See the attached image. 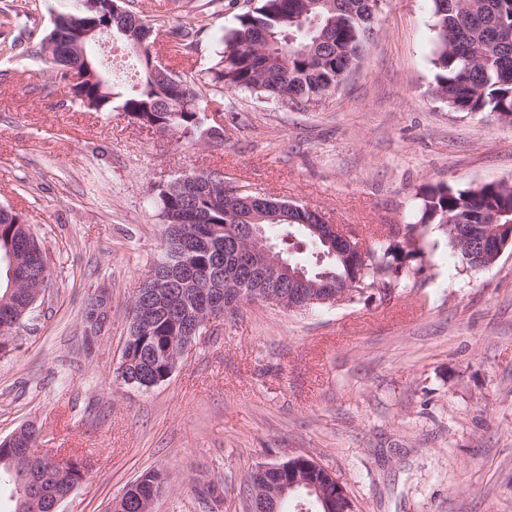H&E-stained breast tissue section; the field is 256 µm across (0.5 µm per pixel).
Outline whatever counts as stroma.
<instances>
[{
	"label": "stroma",
	"instance_id": "stroma-1",
	"mask_svg": "<svg viewBox=\"0 0 512 512\" xmlns=\"http://www.w3.org/2000/svg\"><path fill=\"white\" fill-rule=\"evenodd\" d=\"M66 0H0L26 38L0 54V207L21 213L53 270L20 348L0 358V439L25 423L41 447L89 466L60 512H110L143 473L152 512H243L258 466L308 455L358 512H512V249L468 274L424 225V270L388 303L286 312L241 306L159 385L116 369L134 296L163 252L157 193L184 174L321 212L363 237L418 218L423 186L512 181V126L435 96L431 0H387L367 52L306 111L247 92L208 113L223 144L162 134L121 112L81 111L38 53ZM241 10L214 0L196 49L209 63ZM111 320L94 348L98 288Z\"/></svg>",
	"mask_w": 512,
	"mask_h": 512
}]
</instances>
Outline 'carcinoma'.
I'll use <instances>...</instances> for the list:
<instances>
[{
	"mask_svg": "<svg viewBox=\"0 0 512 512\" xmlns=\"http://www.w3.org/2000/svg\"><path fill=\"white\" fill-rule=\"evenodd\" d=\"M437 37L433 64L435 94L454 112L467 115L512 116V0H432ZM383 0H261L256 7L243 9L235 16V25L220 41L211 66L195 78L170 67L149 69L150 56L158 28L168 35L170 52L187 55L195 49L203 26L193 29L172 25L166 16L150 22L138 16L134 24L112 9L107 0L95 4L88 15L112 18V32L119 36L118 46L134 54L139 78L132 85L115 87L111 48L87 42V60L94 73L81 82L71 79L74 57L73 38L66 23L53 26L40 42L52 78L66 85L72 99L95 112H124L157 125L162 132H174L188 141L224 138V127L206 126L204 111L212 104L224 105V91L247 90L259 97L275 100L298 111L330 96L342 85V73L355 65L374 35V23ZM185 81L191 93L185 101H170L171 83ZM191 181L186 191L159 190L163 224H183L199 233L203 243L192 256L197 270L212 279H222L236 267V259L224 251V232L231 223L226 204L232 187L224 180L209 185L203 192L194 186L199 177L187 174ZM289 207L284 234L296 233L299 242L316 250L315 266L308 278L319 276L334 284L350 276L336 257L329 258V247L310 233L312 213L306 206L284 201ZM420 217L414 224L391 229L386 239L363 246L366 255L358 270L361 285L344 296L342 305L352 307L363 299H382L380 290L393 282L424 271V248L420 225L443 227L448 246L456 249L448 224H512V184L504 181L477 186L437 184L425 187L419 202ZM29 228L21 217L0 211V250L7 244L22 255L19 285L8 300H3L7 284L0 285V356L18 349L20 331L31 312L26 310L32 293L51 280L49 265L42 250L29 248ZM184 321L201 320L206 312L203 300L186 293L179 300ZM174 327L166 316H159L145 333V342L134 349L133 360L142 361L154 347L170 342ZM12 474L16 485L14 512H31L20 480L21 463L11 460V451L0 449V470ZM47 481L58 484L64 474L83 481L76 460L50 459L43 463ZM165 477L160 471L141 475L114 499L115 512H151L155 497L162 491Z\"/></svg>",
	"mask_w": 512,
	"mask_h": 512,
	"instance_id": "1",
	"label": "carcinoma"
}]
</instances>
